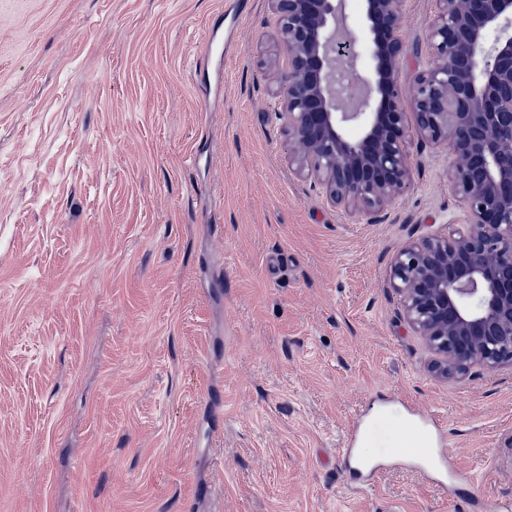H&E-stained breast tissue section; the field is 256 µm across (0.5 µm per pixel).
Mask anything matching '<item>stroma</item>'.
Wrapping results in <instances>:
<instances>
[{
  "mask_svg": "<svg viewBox=\"0 0 512 512\" xmlns=\"http://www.w3.org/2000/svg\"><path fill=\"white\" fill-rule=\"evenodd\" d=\"M434 0H407L400 79ZM229 48L205 58L208 39ZM270 0H0V512H512V367L446 379L388 284L466 221L444 147L371 224L297 177ZM437 421L447 466L376 449Z\"/></svg>",
  "mask_w": 512,
  "mask_h": 512,
  "instance_id": "1",
  "label": "stroma"
}]
</instances>
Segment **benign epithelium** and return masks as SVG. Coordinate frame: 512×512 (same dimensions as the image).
<instances>
[{
	"label": "benign epithelium",
	"instance_id": "obj_1",
	"mask_svg": "<svg viewBox=\"0 0 512 512\" xmlns=\"http://www.w3.org/2000/svg\"><path fill=\"white\" fill-rule=\"evenodd\" d=\"M435 2L410 125L400 81L406 0H363L357 31L344 0H271L288 56L276 80L291 165L328 203L377 222L411 182L415 136L457 159L448 183L465 226L407 243L389 274L408 324L438 356L434 371L452 378L512 366V0ZM340 72L354 75L356 95L341 94Z\"/></svg>",
	"mask_w": 512,
	"mask_h": 512
}]
</instances>
